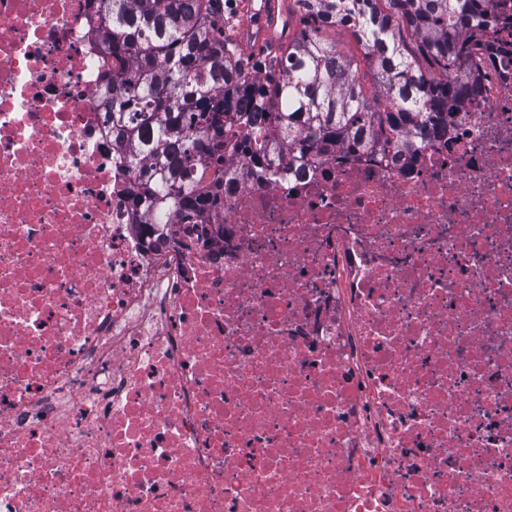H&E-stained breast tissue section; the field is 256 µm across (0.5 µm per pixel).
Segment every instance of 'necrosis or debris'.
<instances>
[{"label": "necrosis or debris", "mask_w": 512, "mask_h": 512, "mask_svg": "<svg viewBox=\"0 0 512 512\" xmlns=\"http://www.w3.org/2000/svg\"><path fill=\"white\" fill-rule=\"evenodd\" d=\"M86 0H0V512H512V27L409 154L139 223Z\"/></svg>", "instance_id": "obj_1"}]
</instances>
